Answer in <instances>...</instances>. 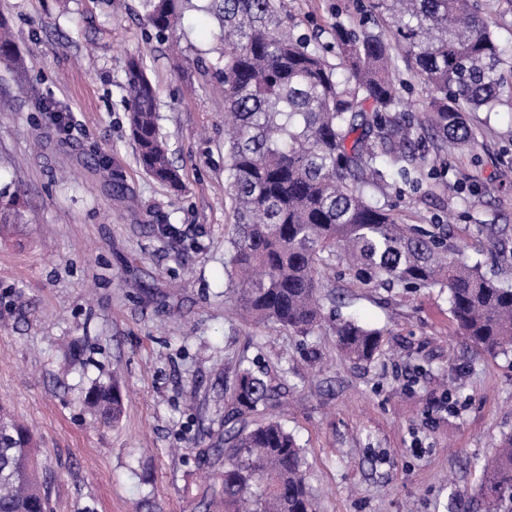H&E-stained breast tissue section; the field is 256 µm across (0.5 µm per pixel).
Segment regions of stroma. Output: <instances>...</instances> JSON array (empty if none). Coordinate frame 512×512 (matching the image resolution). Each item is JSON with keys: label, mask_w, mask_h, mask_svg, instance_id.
<instances>
[{"label": "stroma", "mask_w": 512, "mask_h": 512, "mask_svg": "<svg viewBox=\"0 0 512 512\" xmlns=\"http://www.w3.org/2000/svg\"><path fill=\"white\" fill-rule=\"evenodd\" d=\"M357 6L281 0L280 20L323 43ZM0 17L20 57L0 64V186L20 192L24 215L0 237V411L36 427L54 512H198L224 469L213 449L241 363L277 388L269 412L305 451L318 512H483L481 464L512 435V353L471 347L447 289L374 288L328 269L341 313L383 332L368 362L345 358L329 328L303 337L235 314L224 98L197 66L220 43L203 13H187L176 53L140 0H0ZM133 56L156 84L182 193L136 163ZM473 123L474 153L449 152L441 177L387 199L407 223L445 225L449 246L511 283L512 108ZM114 378L124 414L102 426L83 397Z\"/></svg>", "instance_id": "35a3bbf8"}]
</instances>
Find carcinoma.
<instances>
[{"instance_id": "cac0c4a2", "label": "carcinoma", "mask_w": 512, "mask_h": 512, "mask_svg": "<svg viewBox=\"0 0 512 512\" xmlns=\"http://www.w3.org/2000/svg\"><path fill=\"white\" fill-rule=\"evenodd\" d=\"M142 0L147 24L168 38L185 13L216 20L224 50L199 59L222 86L233 233L228 288L237 310L259 324L310 336L333 301L323 272L347 264L364 284L448 288L463 336L492 355L512 352V285L488 278L444 235L407 224L370 193L397 174L434 170L448 146L475 143L467 115L512 106V45L494 27L512 0H367L358 23L338 20L320 44L280 30V0ZM336 53V62L328 55ZM17 46L0 17V63ZM427 91L422 115L406 109L399 61ZM127 119L136 162L174 191L182 177L169 157L158 92L143 62L126 70ZM388 157L385 165L379 155ZM22 223L19 196L0 189V229ZM343 352L370 361L382 332L353 318L333 326ZM276 392L261 374L238 366L224 413V471L204 491L203 512H317L303 449L266 416ZM85 401L103 424L124 411L117 381L95 384ZM27 426L0 415V512H53L51 482L38 471ZM479 494L488 512H512V437L482 467Z\"/></svg>"}]
</instances>
